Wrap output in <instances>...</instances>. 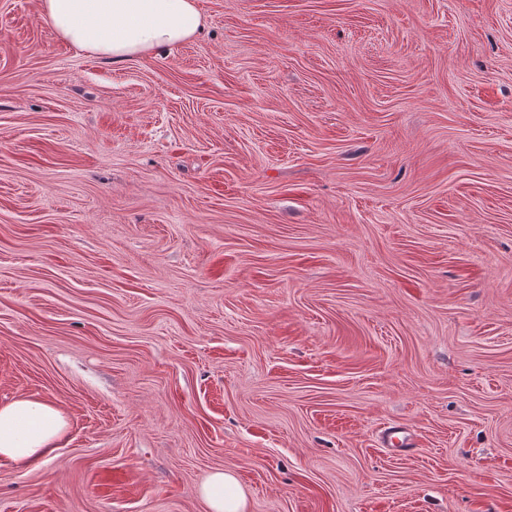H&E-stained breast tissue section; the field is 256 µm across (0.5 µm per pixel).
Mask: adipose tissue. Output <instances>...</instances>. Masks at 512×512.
<instances>
[{
    "label": "adipose tissue",
    "instance_id": "ef3b65f1",
    "mask_svg": "<svg viewBox=\"0 0 512 512\" xmlns=\"http://www.w3.org/2000/svg\"><path fill=\"white\" fill-rule=\"evenodd\" d=\"M55 30L78 49L122 61L192 39L203 25L196 0H42ZM67 430L54 403L18 397L0 405V461L46 462ZM209 512H246V497L229 471L201 485Z\"/></svg>",
    "mask_w": 512,
    "mask_h": 512
}]
</instances>
